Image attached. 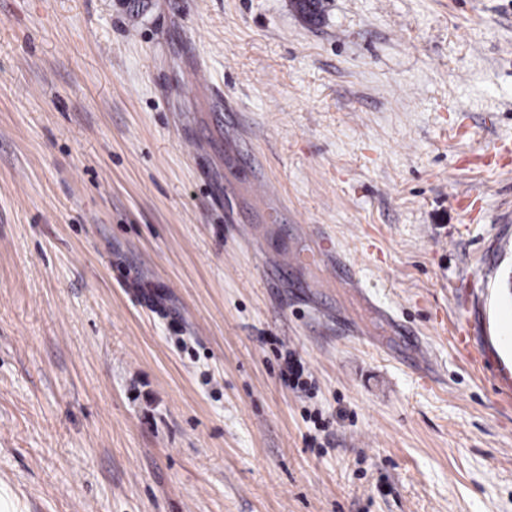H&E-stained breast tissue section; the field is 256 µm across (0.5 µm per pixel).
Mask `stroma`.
Instances as JSON below:
<instances>
[{
    "mask_svg": "<svg viewBox=\"0 0 512 512\" xmlns=\"http://www.w3.org/2000/svg\"><path fill=\"white\" fill-rule=\"evenodd\" d=\"M0 512H512V0H0ZM279 358L282 360L279 371L281 379L293 389L307 391L308 383L303 379L308 375L305 362L292 350L280 353Z\"/></svg>",
    "mask_w": 512,
    "mask_h": 512,
    "instance_id": "35a3bbf8",
    "label": "stroma"
}]
</instances>
